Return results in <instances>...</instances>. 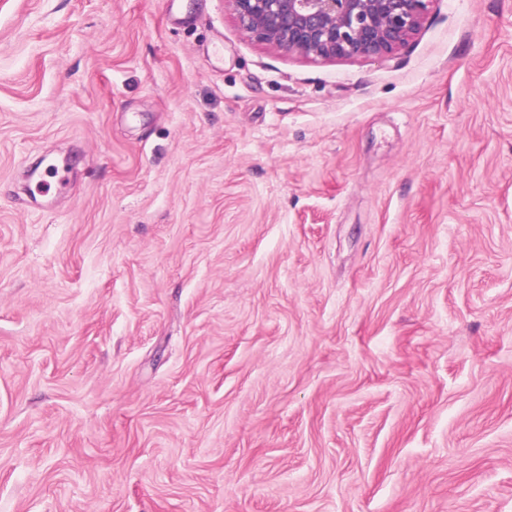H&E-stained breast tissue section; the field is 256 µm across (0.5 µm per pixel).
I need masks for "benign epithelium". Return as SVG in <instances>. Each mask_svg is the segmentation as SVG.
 Segmentation results:
<instances>
[{
	"label": "benign epithelium",
	"instance_id": "obj_1",
	"mask_svg": "<svg viewBox=\"0 0 512 512\" xmlns=\"http://www.w3.org/2000/svg\"><path fill=\"white\" fill-rule=\"evenodd\" d=\"M240 30L312 61L387 56L417 29L427 0H230Z\"/></svg>",
	"mask_w": 512,
	"mask_h": 512
}]
</instances>
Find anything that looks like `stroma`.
Here are the masks:
<instances>
[{"instance_id":"35a3bbf8","label":"stroma","mask_w":512,"mask_h":512,"mask_svg":"<svg viewBox=\"0 0 512 512\" xmlns=\"http://www.w3.org/2000/svg\"><path fill=\"white\" fill-rule=\"evenodd\" d=\"M0 512H512V0H0ZM240 30L312 61L387 56L417 29L428 0H229Z\"/></svg>"}]
</instances>
